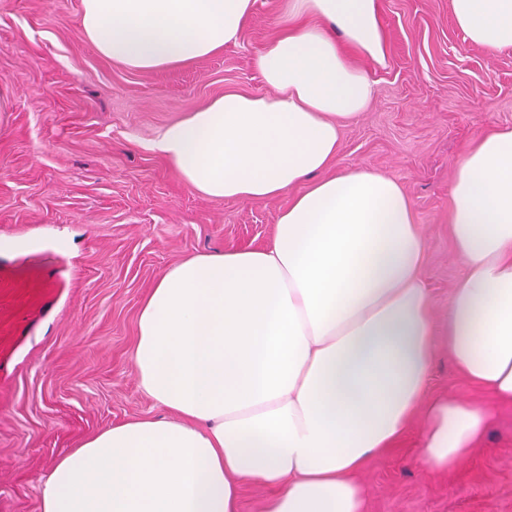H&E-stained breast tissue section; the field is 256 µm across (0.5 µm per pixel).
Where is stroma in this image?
<instances>
[{
    "label": "stroma",
    "mask_w": 512,
    "mask_h": 512,
    "mask_svg": "<svg viewBox=\"0 0 512 512\" xmlns=\"http://www.w3.org/2000/svg\"><path fill=\"white\" fill-rule=\"evenodd\" d=\"M290 0H256L238 39L177 68L128 69L79 31L81 0H0V512H39L55 462L98 431L160 415L132 355L141 304L190 256L258 248L289 196L210 200L150 149L168 125L227 91L267 93L253 59ZM389 64L345 122L335 168L399 181L426 241L437 322L429 391L485 401L448 359V304L462 274L449 190L465 146L512 126V49L473 46L450 0H379ZM458 466L419 461L423 423L357 474L366 512H512V406L490 403Z\"/></svg>",
    "instance_id": "obj_1"
}]
</instances>
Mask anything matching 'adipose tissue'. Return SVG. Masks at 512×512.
Returning <instances> with one entry per match:
<instances>
[{"label": "adipose tissue", "instance_id": "obj_1", "mask_svg": "<svg viewBox=\"0 0 512 512\" xmlns=\"http://www.w3.org/2000/svg\"><path fill=\"white\" fill-rule=\"evenodd\" d=\"M255 0H82L98 52L152 71L223 50ZM467 40L512 48V0H450ZM266 94L228 92L153 142L213 200L291 195L262 248L200 254L150 290L133 355L141 392L169 410L104 429L43 480L40 512H365L356 475L424 423L420 461L455 467L484 438L486 406L428 395L434 319L426 244L394 179L328 174L343 122L386 67L379 0H293L254 60ZM448 230L462 267L448 357L512 405V126L462 151Z\"/></svg>", "mask_w": 512, "mask_h": 512}]
</instances>
